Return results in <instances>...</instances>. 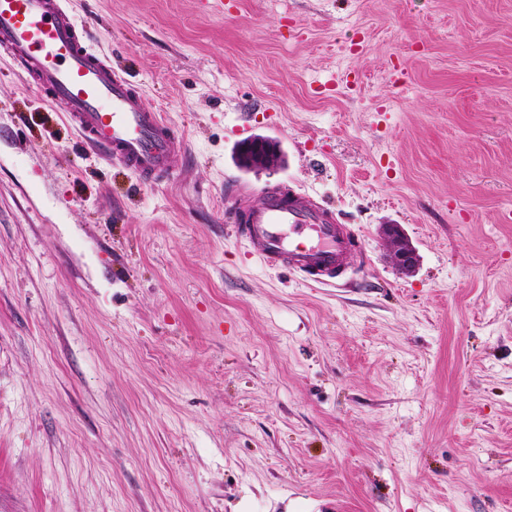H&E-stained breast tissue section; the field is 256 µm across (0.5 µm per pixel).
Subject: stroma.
<instances>
[{
  "label": "stroma",
  "instance_id": "stroma-1",
  "mask_svg": "<svg viewBox=\"0 0 512 512\" xmlns=\"http://www.w3.org/2000/svg\"><path fill=\"white\" fill-rule=\"evenodd\" d=\"M67 6L186 149L101 163L0 53V512H512V0ZM239 182L369 265L267 269ZM263 137H255L257 146L240 147L238 162L250 171H267L279 168L283 163V155L277 143L265 141ZM263 145V148H261ZM380 235L393 264L402 273H413L418 263L417 253L401 225H380Z\"/></svg>",
  "mask_w": 512,
  "mask_h": 512
}]
</instances>
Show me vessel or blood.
<instances>
[{
	"label": "vessel or blood",
	"instance_id": "obj_1",
	"mask_svg": "<svg viewBox=\"0 0 512 512\" xmlns=\"http://www.w3.org/2000/svg\"><path fill=\"white\" fill-rule=\"evenodd\" d=\"M0 51L21 64L49 103H60L83 141L106 161L144 177L164 175L185 140L131 84L113 75L62 0H0ZM237 189L228 209L235 232L271 268L332 285L355 248L335 213L307 193Z\"/></svg>",
	"mask_w": 512,
	"mask_h": 512
}]
</instances>
